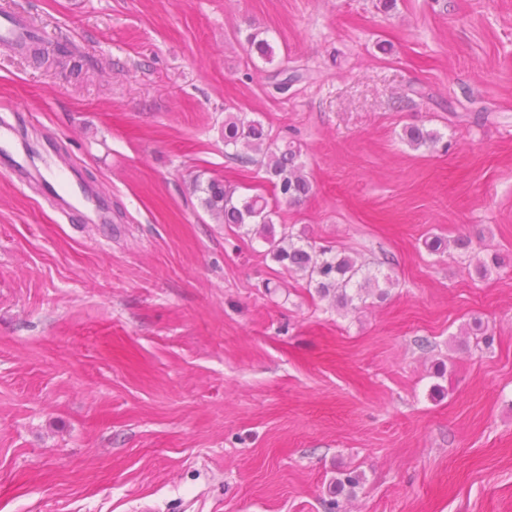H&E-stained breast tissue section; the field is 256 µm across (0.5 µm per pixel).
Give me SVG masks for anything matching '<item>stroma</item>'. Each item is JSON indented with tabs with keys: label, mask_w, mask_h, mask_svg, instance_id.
<instances>
[{
	"label": "stroma",
	"mask_w": 512,
	"mask_h": 512,
	"mask_svg": "<svg viewBox=\"0 0 512 512\" xmlns=\"http://www.w3.org/2000/svg\"><path fill=\"white\" fill-rule=\"evenodd\" d=\"M13 10L47 60L0 45V128L101 207L0 164V512H512V266L473 269L512 254V0ZM229 109L300 149L275 232L384 298L340 310L203 210L198 174L270 189L225 157ZM14 163L18 169V172L25 176L36 175L40 178L39 174L33 173L25 164L20 161L14 160ZM41 179V178H40ZM43 189L45 194L56 202V205L62 211H70L77 209L78 206H82L86 203H90L94 198V192L92 189L84 186L82 183L77 182V190L74 189L73 183H67L62 185L59 178L53 180L44 179Z\"/></svg>",
	"instance_id": "1"
}]
</instances>
